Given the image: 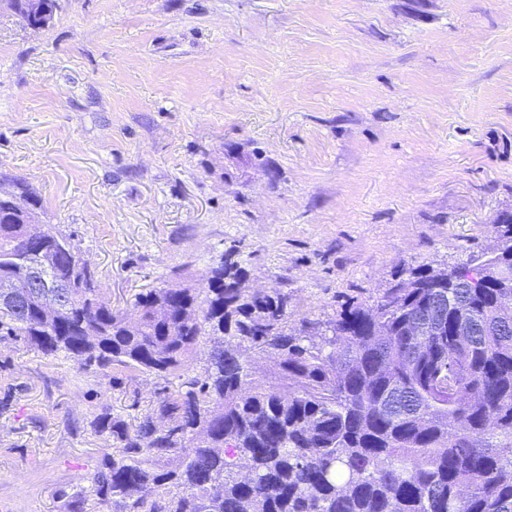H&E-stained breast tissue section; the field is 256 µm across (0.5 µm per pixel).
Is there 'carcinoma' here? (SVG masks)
<instances>
[{
	"label": "carcinoma",
	"mask_w": 512,
	"mask_h": 512,
	"mask_svg": "<svg viewBox=\"0 0 512 512\" xmlns=\"http://www.w3.org/2000/svg\"><path fill=\"white\" fill-rule=\"evenodd\" d=\"M0 199V290L22 299L24 259L65 284L56 313L0 305V336L82 371H139L163 388L128 422H91L112 455L91 478L97 512H512V251L491 263L419 265L371 302L293 325L288 294H248L229 253L201 286H163L115 311L71 236L43 241L22 179ZM444 298L425 353L415 316ZM467 322L473 335L460 336ZM210 344L205 364L198 354ZM248 345L277 357L250 378ZM240 360L247 367L248 373L263 384L276 383L272 369L275 367L274 355H257L252 350L242 348Z\"/></svg>",
	"instance_id": "carcinoma-1"
}]
</instances>
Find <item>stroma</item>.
I'll list each match as a JSON object with an SVG mask.
<instances>
[{
    "label": "stroma",
    "instance_id": "35a3bbf8",
    "mask_svg": "<svg viewBox=\"0 0 512 512\" xmlns=\"http://www.w3.org/2000/svg\"><path fill=\"white\" fill-rule=\"evenodd\" d=\"M0 174L25 179L113 309L226 252L294 321L496 245L512 215V0H59L0 13ZM152 375L0 337V512L93 508L102 407ZM59 0H1L0 12H9L26 28H50L58 11Z\"/></svg>",
    "mask_w": 512,
    "mask_h": 512
}]
</instances>
